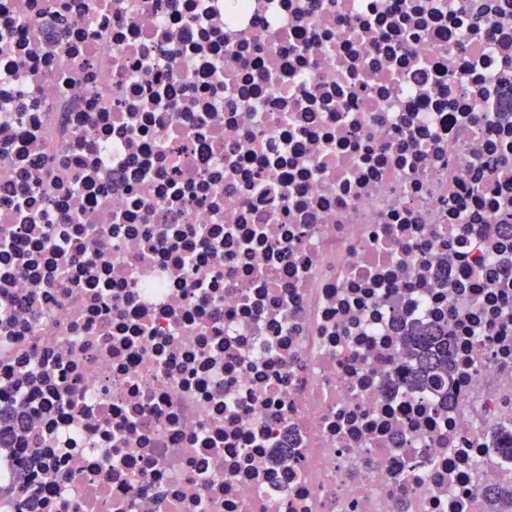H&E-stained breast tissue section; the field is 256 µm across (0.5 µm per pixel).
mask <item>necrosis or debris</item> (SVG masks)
<instances>
[{
	"label": "necrosis or debris",
	"instance_id": "necrosis-or-debris-1",
	"mask_svg": "<svg viewBox=\"0 0 512 512\" xmlns=\"http://www.w3.org/2000/svg\"><path fill=\"white\" fill-rule=\"evenodd\" d=\"M509 214L512 0H0V512H489ZM408 354L417 361L413 386L443 392L448 399L457 367L452 359L448 322H436L406 333Z\"/></svg>",
	"mask_w": 512,
	"mask_h": 512
}]
</instances>
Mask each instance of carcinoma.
<instances>
[{
	"label": "carcinoma",
	"instance_id": "cac0c4a2",
	"mask_svg": "<svg viewBox=\"0 0 512 512\" xmlns=\"http://www.w3.org/2000/svg\"><path fill=\"white\" fill-rule=\"evenodd\" d=\"M406 345L410 357L417 361L412 371L413 386L449 394L457 367L452 359L448 323L436 322L407 332ZM491 512H512V496L488 489L485 493Z\"/></svg>",
	"mask_w": 512,
	"mask_h": 512
}]
</instances>
